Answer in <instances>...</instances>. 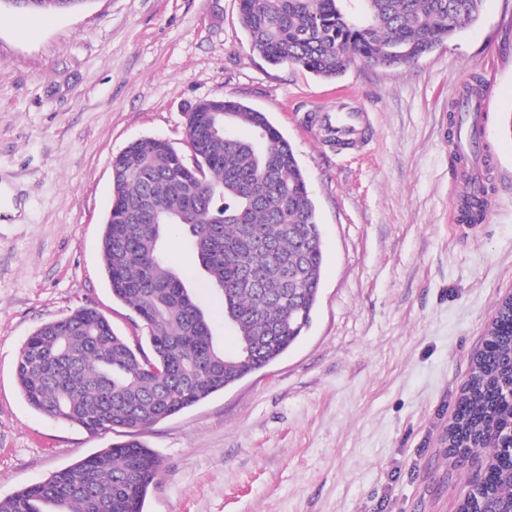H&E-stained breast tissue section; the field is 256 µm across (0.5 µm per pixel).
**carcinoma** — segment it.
I'll use <instances>...</instances> for the list:
<instances>
[{"mask_svg":"<svg viewBox=\"0 0 512 512\" xmlns=\"http://www.w3.org/2000/svg\"><path fill=\"white\" fill-rule=\"evenodd\" d=\"M14 14L85 6L36 0ZM239 0L252 52L276 67L340 77L355 59L411 65L479 17L482 0ZM224 113L202 101L185 113L188 152L145 137L112 158V199L101 252L112 295L131 305L148 335L133 342L91 307L45 323L24 341L16 380L25 401L56 420L124 441L0 500V512H144L161 462L138 440L145 428L194 406L284 355L309 326L323 249L316 209L292 146L267 115L231 98ZM478 224L484 201H463ZM185 235L210 287L233 318L238 353L214 338L212 317L165 249ZM512 301L504 298L472 362L448 427V459L467 448L487 461L459 512H512V451L490 433L512 423Z\"/></svg>","mask_w":512,"mask_h":512,"instance_id":"1","label":"carcinoma"}]
</instances>
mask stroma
Wrapping results in <instances>:
<instances>
[{"mask_svg": "<svg viewBox=\"0 0 512 512\" xmlns=\"http://www.w3.org/2000/svg\"><path fill=\"white\" fill-rule=\"evenodd\" d=\"M238 0H90L7 23L0 11V499L117 439L54 421L19 392L39 325L88 306L145 329L106 282L100 247L111 159L131 141L185 149L184 114L231 97L265 112L305 171L324 242L309 329L277 361L148 428L162 460L144 512H459L485 454L446 436L496 303L512 294V0L412 66L352 62L326 81L252 53ZM492 86L495 186L484 223L459 225L449 114L472 77ZM361 112L367 139L325 142L309 113ZM170 256L214 312L223 302L179 229Z\"/></svg>", "mask_w": 512, "mask_h": 512, "instance_id": "obj_1", "label": "stroma"}]
</instances>
